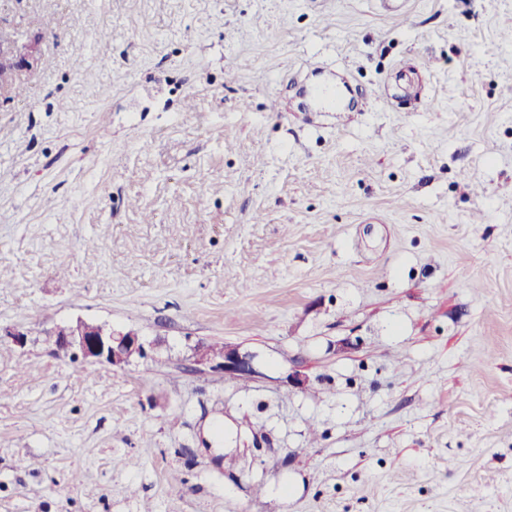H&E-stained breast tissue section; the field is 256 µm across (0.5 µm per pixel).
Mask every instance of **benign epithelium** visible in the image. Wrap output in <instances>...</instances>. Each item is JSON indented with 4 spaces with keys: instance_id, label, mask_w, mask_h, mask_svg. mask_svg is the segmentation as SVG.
<instances>
[{
    "instance_id": "7a95c632",
    "label": "benign epithelium",
    "mask_w": 512,
    "mask_h": 512,
    "mask_svg": "<svg viewBox=\"0 0 512 512\" xmlns=\"http://www.w3.org/2000/svg\"><path fill=\"white\" fill-rule=\"evenodd\" d=\"M38 62L37 51L32 50L23 55L16 53L15 40L0 32V96L8 95L13 90L14 75L17 72L31 70ZM56 336L59 348L71 353L75 360L81 357L122 367L135 358L147 355L146 342L138 333L116 332L104 325L81 319L59 328ZM197 363L208 368H220L230 376L254 373L251 355L226 346L213 354H200Z\"/></svg>"
}]
</instances>
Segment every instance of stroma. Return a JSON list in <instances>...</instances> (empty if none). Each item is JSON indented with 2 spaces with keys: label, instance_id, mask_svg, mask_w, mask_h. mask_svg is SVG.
I'll return each instance as SVG.
<instances>
[{
  "label": "stroma",
  "instance_id": "35a3bbf8",
  "mask_svg": "<svg viewBox=\"0 0 512 512\" xmlns=\"http://www.w3.org/2000/svg\"><path fill=\"white\" fill-rule=\"evenodd\" d=\"M0 27L41 41L0 101V512H512V0ZM79 319L147 357L64 356ZM213 354L200 353L196 362L208 368H220L224 374L230 376H243L254 373L252 366V356L241 354L236 348L224 346L221 351L212 352ZM220 359V361H217Z\"/></svg>",
  "mask_w": 512,
  "mask_h": 512
}]
</instances>
